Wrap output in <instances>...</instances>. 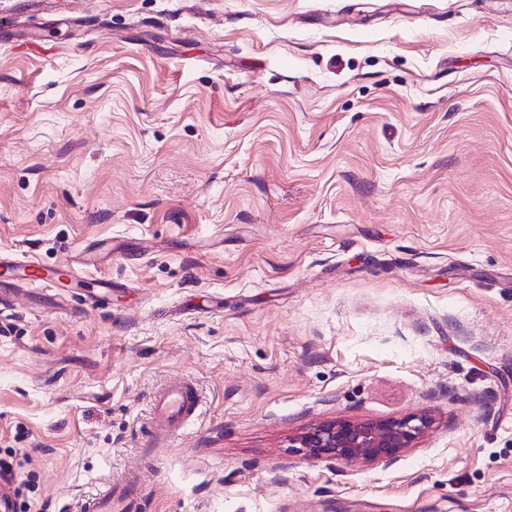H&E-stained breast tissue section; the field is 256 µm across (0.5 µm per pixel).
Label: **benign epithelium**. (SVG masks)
<instances>
[{
	"label": "benign epithelium",
	"instance_id": "7a95c632",
	"mask_svg": "<svg viewBox=\"0 0 512 512\" xmlns=\"http://www.w3.org/2000/svg\"><path fill=\"white\" fill-rule=\"evenodd\" d=\"M432 424L424 413L379 421H327L288 437V447L313 460L390 464L406 449L415 447Z\"/></svg>",
	"mask_w": 512,
	"mask_h": 512
}]
</instances>
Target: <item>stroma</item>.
Segmentation results:
<instances>
[{"mask_svg": "<svg viewBox=\"0 0 512 512\" xmlns=\"http://www.w3.org/2000/svg\"><path fill=\"white\" fill-rule=\"evenodd\" d=\"M1 256L85 271L0 305L17 512H512V0H0ZM198 409L199 398L189 383H177L156 395L152 401L155 438L180 433L197 417ZM432 424L424 413L379 421H327L289 436L288 448L313 460L390 464L407 448H414ZM136 482V478L131 476L120 488L112 485V481L103 484L84 500L80 510L83 512H116V504L126 502L125 487Z\"/></svg>", "mask_w": 512, "mask_h": 512, "instance_id": "stroma-1", "label": "stroma"}]
</instances>
